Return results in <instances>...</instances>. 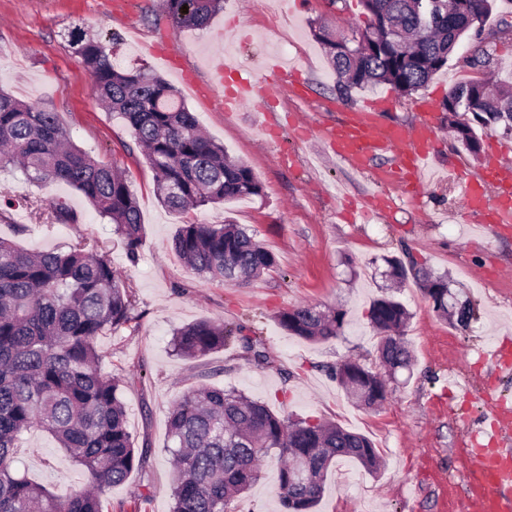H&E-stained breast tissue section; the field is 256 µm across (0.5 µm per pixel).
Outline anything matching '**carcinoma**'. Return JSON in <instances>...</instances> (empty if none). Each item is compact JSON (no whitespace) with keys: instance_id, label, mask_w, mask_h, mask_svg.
I'll use <instances>...</instances> for the list:
<instances>
[{"instance_id":"1","label":"carcinoma","mask_w":512,"mask_h":512,"mask_svg":"<svg viewBox=\"0 0 512 512\" xmlns=\"http://www.w3.org/2000/svg\"><path fill=\"white\" fill-rule=\"evenodd\" d=\"M177 27L203 28L222 0H165ZM494 0H467L465 12L453 0H360L366 20L352 36L321 28L324 46L342 95L380 84L409 95L448 65L469 32L481 38ZM69 45L92 78L95 95L131 129L154 172L155 194L169 210L183 213L209 204L258 196L262 186L253 170L234 162L224 146L205 137L183 99L160 76L123 71L112 63L108 45L79 27ZM482 81L453 86L443 100L448 124L473 156L480 153L475 128L498 126L512 132V80L494 89ZM469 122L457 120L459 113ZM11 167L34 184L64 182L80 192L113 224L127 260L135 263L143 245L137 199L117 166L95 160L60 126L57 113L39 102L23 101L0 89V169ZM51 224H74L65 205L39 207ZM172 250L199 276L248 283L276 268L274 254L239 224H182ZM392 276L413 278L434 308L454 327L473 316L470 304L448 307V280L398 259ZM129 286L112 266L104 246L86 238L66 251L33 252L0 238V512H102V497L148 466L150 449L135 446L121 399L124 381L98 368L97 341L135 319ZM368 316L378 335L380 363L406 368L409 350L400 336L406 307L392 297L373 301ZM346 312L298 305L280 311L279 326L309 341L341 334ZM240 325L200 320L173 337L177 355L195 359L218 352L233 339L258 365L269 362L262 343ZM339 386L356 405L363 387L384 389L378 373L355 361L334 369ZM48 433L87 474V487L59 497L13 467L22 432ZM174 457L171 512H237L238 498L260 477L262 462L280 461L279 498L286 512H310L318 503L331 466L347 459L374 473L379 451L365 435L323 420L290 422L234 389H191L174 405L168 421ZM310 455L314 470L299 490L291 469Z\"/></svg>"}]
</instances>
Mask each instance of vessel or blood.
Returning <instances> with one entry per match:
<instances>
[{"label":"vessel or blood","instance_id":"vessel-or-blood-1","mask_svg":"<svg viewBox=\"0 0 512 512\" xmlns=\"http://www.w3.org/2000/svg\"><path fill=\"white\" fill-rule=\"evenodd\" d=\"M257 95V89L250 82H239L225 95L224 108L237 109ZM387 109L388 104L383 99L353 107L336 125L324 128L325 141L340 162L359 170L366 169L379 155L393 154L391 165L376 170L377 181L401 184L404 193L418 196L435 151L437 131L431 108L420 105L419 121L408 128L384 122L382 114ZM448 175L457 180L463 207L470 212L485 207L486 201L479 188L481 181H490L497 190L494 223H512L511 164L490 157L479 181L461 176L453 168ZM484 398L491 418L485 431L486 440L471 442L462 451L465 465L480 478L478 485L470 487L469 500L475 512H512V405L491 390L485 391Z\"/></svg>","mask_w":512,"mask_h":512}]
</instances>
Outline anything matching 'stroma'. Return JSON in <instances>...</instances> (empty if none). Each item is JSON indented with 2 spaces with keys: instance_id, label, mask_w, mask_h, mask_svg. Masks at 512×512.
I'll return each instance as SVG.
<instances>
[{
  "instance_id": "obj_1",
  "label": "stroma",
  "mask_w": 512,
  "mask_h": 512,
  "mask_svg": "<svg viewBox=\"0 0 512 512\" xmlns=\"http://www.w3.org/2000/svg\"><path fill=\"white\" fill-rule=\"evenodd\" d=\"M364 21L359 0H288L281 8L272 0H224L199 29L175 27L163 0H0V86L52 107L76 145L98 161L116 163L141 210L144 243L133 264L112 224L71 186L36 187L20 172H0V211L7 213L1 238L28 251L61 248L79 236L97 240L132 291L137 318L99 337V369L126 380L128 427L137 445L150 448L151 461L104 495L105 512H170L169 411L202 386L241 391L293 420H331L376 443L381 472L339 461L317 512H454V501L464 497L456 450L463 426L483 430L485 410L465 403L462 394L492 383L512 401V373L492 378L483 362L487 349L512 336V224L476 232L460 213L458 187L433 176L420 202L398 195L383 212L364 215L375 190L370 173L336 163L321 131L346 109L380 96L391 102L385 121L408 126L425 102L437 127L439 163L479 175L482 157L461 149L442 102L459 82L512 78V35L503 32L512 25V0H496L482 37L464 38L447 67L410 96L386 84L353 90L347 98L337 92L336 74L314 32L323 27L347 34ZM76 26L111 41L117 68H145L175 87L202 132L252 168L261 195L183 214L163 207L130 129L100 104L68 44ZM480 47L491 53L490 66H464ZM226 50L240 65L221 73L214 60ZM274 56L295 69L304 98L291 93L287 80L271 81L265 63ZM244 79L260 87L259 104L225 111V90ZM38 198L63 203L76 223L48 224L32 211ZM227 220L245 225L274 253V271L238 284L184 267L171 249L178 227ZM390 257L447 275L453 297L473 307L468 328L450 326L414 282L391 290ZM391 292L411 314L404 341L413 365L387 378L381 407L363 409L329 369L347 360L374 366L377 336L368 310L374 298ZM304 303L344 310L349 323L341 335L318 343L288 335L276 315ZM200 320L246 326L263 341L269 365H256L234 345L199 359L176 355L174 332ZM14 466L60 496L87 484L69 455L36 428L21 434ZM277 485L278 464L270 459L239 512H285Z\"/></svg>"
}]
</instances>
